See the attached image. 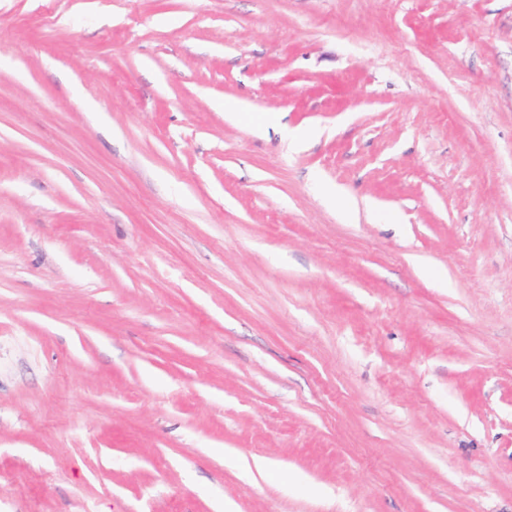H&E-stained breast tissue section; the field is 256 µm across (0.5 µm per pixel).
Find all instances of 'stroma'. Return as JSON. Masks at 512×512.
Masks as SVG:
<instances>
[{"label": "stroma", "mask_w": 512, "mask_h": 512, "mask_svg": "<svg viewBox=\"0 0 512 512\" xmlns=\"http://www.w3.org/2000/svg\"><path fill=\"white\" fill-rule=\"evenodd\" d=\"M228 507L512 512V0H0V512Z\"/></svg>", "instance_id": "35a3bbf8"}]
</instances>
